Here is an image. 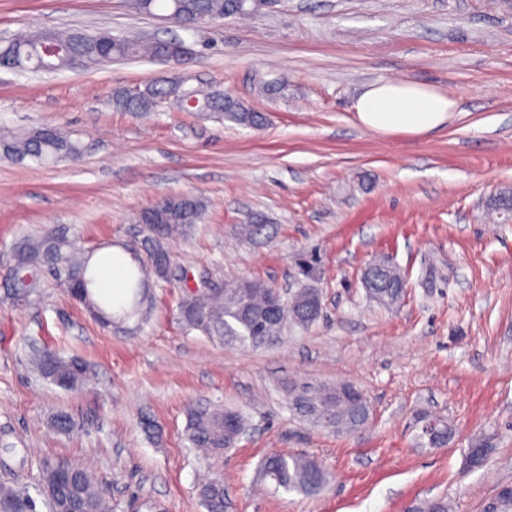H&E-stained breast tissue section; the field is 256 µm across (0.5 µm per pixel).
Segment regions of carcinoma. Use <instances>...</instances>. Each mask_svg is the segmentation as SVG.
Wrapping results in <instances>:
<instances>
[{
  "label": "carcinoma",
  "instance_id": "1",
  "mask_svg": "<svg viewBox=\"0 0 512 512\" xmlns=\"http://www.w3.org/2000/svg\"><path fill=\"white\" fill-rule=\"evenodd\" d=\"M133 8L144 14L156 10L178 11L193 22H200L212 15L226 17L246 15L253 5L242 0H131ZM176 40H142L126 36H114L106 32L90 33L80 29L68 31L40 30L20 34L13 42L0 49V67L19 72L44 67L62 71L75 67V61L87 66L108 62L116 58H157ZM181 86L147 84L131 93L118 90L112 96V104L123 112H150L155 104L172 96H180ZM187 112H220L224 117L246 126H258L264 116L237 100L225 98L220 91L197 94L196 103L185 107ZM86 145L81 137L57 128H42L0 137V153L18 161L30 159L39 164H53L63 159L83 156ZM149 211L157 214L151 225L152 236L164 241L189 235L196 224L203 220L205 203L194 194L167 195L163 204ZM14 270L26 272L29 277L19 280L4 278L7 295H22L27 302H36L47 280L62 284L67 296L81 305L102 326L110 327L115 320L135 315L147 318L144 310L151 282L160 279L159 271L175 267L168 248L148 250L147 258L131 255L127 267L128 287L125 296L114 303L96 291L92 274L93 254L82 250L77 236L65 225H54L37 234L27 235L15 243L11 250ZM382 275V281L390 283L386 288L375 289L372 300L386 308L397 306L404 291L394 284L404 280L400 271L382 260L374 262ZM321 292L300 288L286 298L277 310L268 312L265 294L255 288L243 287V281L228 283L221 291L207 288L183 289L178 315L181 323L190 330L225 343H239L252 348L268 339L282 337L290 327L305 329L314 324L321 312ZM29 361L41 378L64 390L82 386L90 377L89 366L79 357H65L46 347H34ZM340 385H302L296 389L294 406L304 419L320 426L327 418L333 419L332 427L354 431L368 422L366 402L360 400L362 391L354 389L342 394ZM245 415L231 408H213L199 403L187 409V435L192 447L211 455H220L231 446L233 434L245 430ZM50 428L57 433H69L74 422L69 414L58 412L50 418ZM263 478L270 481L273 490H283L312 496L326 483V474L319 464L304 455H278L264 462ZM41 493L53 501L57 512H112L108 492L84 467L77 469L73 479L65 484L58 482L48 460L41 463ZM25 486L0 483V512H7L6 505L13 502ZM207 512H224V486L214 478L203 482L198 489Z\"/></svg>",
  "mask_w": 512,
  "mask_h": 512
}]
</instances>
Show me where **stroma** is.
Listing matches in <instances>:
<instances>
[{"label": "stroma", "mask_w": 512, "mask_h": 512, "mask_svg": "<svg viewBox=\"0 0 512 512\" xmlns=\"http://www.w3.org/2000/svg\"><path fill=\"white\" fill-rule=\"evenodd\" d=\"M74 28L175 38L192 58L181 69L0 68V134L65 125L87 146L77 164L0 159V266L22 236L65 224L106 278L112 252L146 256L145 208L192 193L206 219L168 244L185 271L294 288L305 283L298 256L315 247L323 312L253 349L186 331L177 282L153 286L141 325L102 327L51 281L39 306L0 301V433L35 453L0 466V480L36 490L48 458L82 463L113 512H206V477L223 479L228 512H411L435 498L482 512L512 484V218L491 205L512 192V0H272L198 30L127 0H0L2 36ZM179 76L243 100L264 124L168 101L142 114L112 105L115 91ZM395 79L455 100L448 123L421 136L364 128L357 96ZM246 224L258 232L243 234ZM380 258L406 277L392 309L362 284ZM34 342L80 357L89 380L69 392L43 381L27 356ZM339 382L366 393V425L336 433L293 414L291 390ZM197 402L247 414L246 435L222 456L186 438ZM61 409L77 423L67 434L48 425ZM436 419L443 446L424 433ZM479 439L490 452L472 469ZM274 454L313 457L324 490L273 492L260 470Z\"/></svg>", "instance_id": "35a3bbf8"}]
</instances>
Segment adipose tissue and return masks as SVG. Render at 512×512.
Segmentation results:
<instances>
[{"mask_svg": "<svg viewBox=\"0 0 512 512\" xmlns=\"http://www.w3.org/2000/svg\"><path fill=\"white\" fill-rule=\"evenodd\" d=\"M353 108L359 122L371 131L419 136L444 126L456 103L431 87L388 80L365 88Z\"/></svg>", "mask_w": 512, "mask_h": 512, "instance_id": "adipose-tissue-1", "label": "adipose tissue"}]
</instances>
